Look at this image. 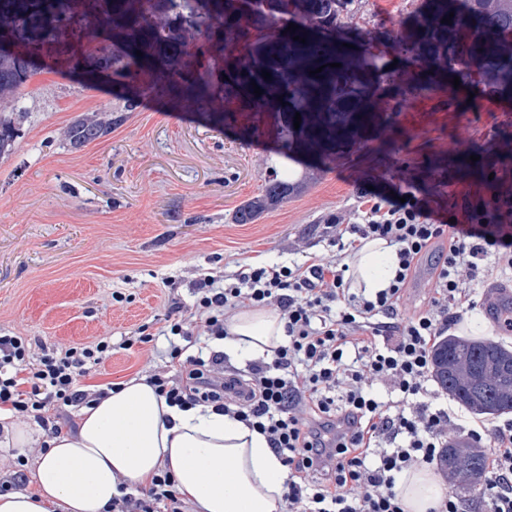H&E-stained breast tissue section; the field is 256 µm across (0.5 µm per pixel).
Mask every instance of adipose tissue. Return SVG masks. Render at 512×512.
I'll return each mask as SVG.
<instances>
[{
  "label": "adipose tissue",
  "instance_id": "1",
  "mask_svg": "<svg viewBox=\"0 0 512 512\" xmlns=\"http://www.w3.org/2000/svg\"><path fill=\"white\" fill-rule=\"evenodd\" d=\"M353 285L365 296L387 288L396 266L392 246L365 241L350 260ZM225 352L262 357L283 338L273 308H248L229 324ZM167 469L198 512H282L287 471L265 437L211 409L169 406L144 380L130 379L98 405L82 408L75 434L49 440L35 493L0 494V512H104L120 482L140 486ZM396 491L405 512H430L446 487L430 469L414 466Z\"/></svg>",
  "mask_w": 512,
  "mask_h": 512
}]
</instances>
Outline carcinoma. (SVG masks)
Instances as JSON below:
<instances>
[{
	"label": "carcinoma",
	"mask_w": 512,
	"mask_h": 512,
	"mask_svg": "<svg viewBox=\"0 0 512 512\" xmlns=\"http://www.w3.org/2000/svg\"><path fill=\"white\" fill-rule=\"evenodd\" d=\"M339 0H0V31L7 30L17 50L0 52V158L11 154L25 109L17 92L38 71L24 57L54 45L91 43L95 30L112 24L114 48L73 58L70 68H148L171 87L192 93L202 107L237 93L245 102L266 104L279 118L281 139L292 158L296 151H337L364 138L379 118L371 78L354 67L351 54L336 51V3ZM454 17H449V13ZM451 18V23L442 19ZM296 31L287 30L289 24ZM247 38L245 51L208 55L224 46L229 33ZM299 36L306 43L293 40ZM512 0H425L422 21L404 28L399 40L438 76L448 70L461 84L478 81L512 84ZM141 55H136V51ZM209 56L207 66L201 58ZM341 67L336 68L334 64ZM322 71L312 74L317 68ZM268 71L271 78L262 77ZM228 79H223V76ZM262 89L255 96L253 85ZM158 84L138 87L123 105L76 119L64 132L72 146H83L108 132L133 112L140 97ZM283 101H278V97ZM299 128H294L295 113ZM307 176L272 171L263 194L241 206L238 224H252L267 208L302 192ZM433 378L468 411L477 415L509 413L512 405V350L493 340L446 337L434 350ZM464 486L476 487L486 471L479 447L451 444L441 455Z\"/></svg>",
	"instance_id": "obj_1"
}]
</instances>
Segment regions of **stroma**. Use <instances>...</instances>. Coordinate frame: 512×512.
Segmentation results:
<instances>
[{"label":"stroma","instance_id":"stroma-1","mask_svg":"<svg viewBox=\"0 0 512 512\" xmlns=\"http://www.w3.org/2000/svg\"><path fill=\"white\" fill-rule=\"evenodd\" d=\"M421 4L349 0L336 29L401 74L418 59L397 34ZM64 64L45 59L19 89L27 114L13 154L0 159V334L27 337L37 352L130 335L165 317L172 301L190 306V283L205 272L330 257L328 219L360 221L370 188L387 194L411 182L437 218L460 224L472 208L512 198V96L441 77L407 97L382 81L372 135L340 155L304 156L316 174L307 188L238 224L236 210L261 195L275 166V113L231 97L219 116L150 93L111 132L73 149L62 137L68 125L152 77L137 70L94 81ZM504 287L512 290V276L497 271L477 284L470 317L482 338L512 349V332L486 313ZM166 347L161 338L115 354L94 380L165 366Z\"/></svg>","mask_w":512,"mask_h":512}]
</instances>
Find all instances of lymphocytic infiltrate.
<instances>
[{"label":"lymphocytic infiltrate","mask_w":512,"mask_h":512,"mask_svg":"<svg viewBox=\"0 0 512 512\" xmlns=\"http://www.w3.org/2000/svg\"><path fill=\"white\" fill-rule=\"evenodd\" d=\"M395 246L397 267L373 298L352 292L349 252L362 241ZM337 252L294 266L248 265L233 282L206 274L191 282L190 309L173 302L166 324L152 332L101 337L34 354L26 337L0 335V414L35 420L48 436L75 431V410L98 403L106 388L86 384L120 351L165 336L169 369L145 381L168 405L198 406L243 422L265 436L288 469L284 512H404L396 483L414 465L437 463L452 437L481 445V432L452 425L433 390L432 351L459 311L477 305L462 279L483 280L490 266L512 270V206L490 224H434L425 206L377 196L360 223L336 218ZM431 267L432 296L406 311L404 301L422 263ZM277 309L285 340L247 370L202 339L228 338L242 309ZM387 386L390 398L373 391ZM490 463L480 483L483 512H512V421L491 431ZM107 512H193L168 470L113 498Z\"/></svg>","instance_id":"obj_1"}]
</instances>
